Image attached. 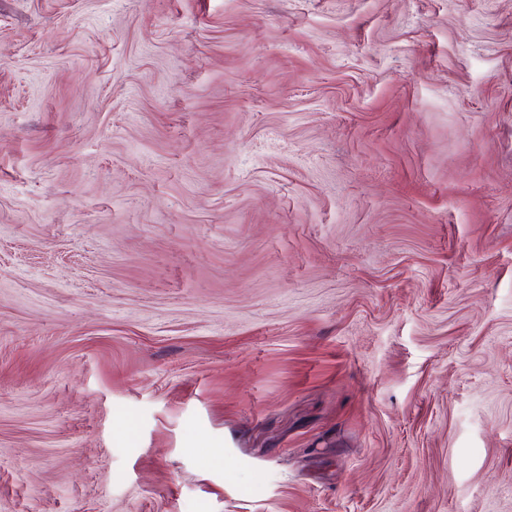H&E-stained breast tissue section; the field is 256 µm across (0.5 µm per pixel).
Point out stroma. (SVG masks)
<instances>
[{"mask_svg": "<svg viewBox=\"0 0 512 512\" xmlns=\"http://www.w3.org/2000/svg\"><path fill=\"white\" fill-rule=\"evenodd\" d=\"M0 512H512V0H0Z\"/></svg>", "mask_w": 512, "mask_h": 512, "instance_id": "1", "label": "stroma"}]
</instances>
